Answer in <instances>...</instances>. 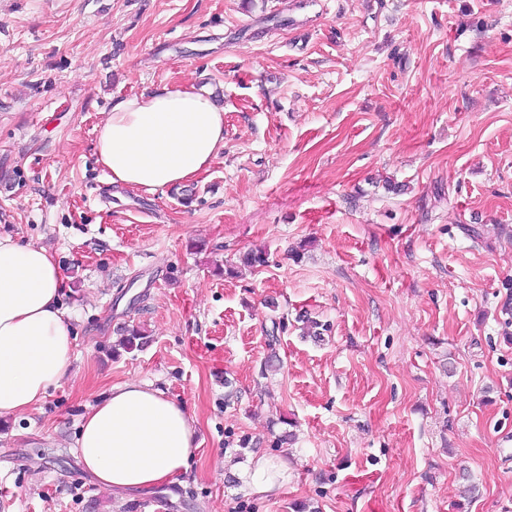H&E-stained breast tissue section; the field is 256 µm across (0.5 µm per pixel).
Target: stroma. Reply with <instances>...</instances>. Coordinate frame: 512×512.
Instances as JSON below:
<instances>
[{
  "mask_svg": "<svg viewBox=\"0 0 512 512\" xmlns=\"http://www.w3.org/2000/svg\"><path fill=\"white\" fill-rule=\"evenodd\" d=\"M179 86L224 104L215 160L110 183L113 103ZM0 236L57 256L75 337L0 417V512H512V0H0ZM129 380L197 444L133 497L75 452ZM263 456L266 494L224 467ZM240 475L253 491L264 494L271 492L288 477V468L278 460L262 457Z\"/></svg>",
  "mask_w": 512,
  "mask_h": 512,
  "instance_id": "1",
  "label": "stroma"
}]
</instances>
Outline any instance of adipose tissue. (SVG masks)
Listing matches in <instances>:
<instances>
[{"mask_svg":"<svg viewBox=\"0 0 512 512\" xmlns=\"http://www.w3.org/2000/svg\"><path fill=\"white\" fill-rule=\"evenodd\" d=\"M224 146V105L192 88H162L114 104L96 161L111 183L149 191L181 186ZM70 290L46 248L0 237V416L39 403L64 376L74 343ZM196 449L193 420L143 381L112 387L83 418L76 450L102 487L148 491L178 481Z\"/></svg>","mask_w":512,"mask_h":512,"instance_id":"adipose-tissue-1","label":"adipose tissue"}]
</instances>
